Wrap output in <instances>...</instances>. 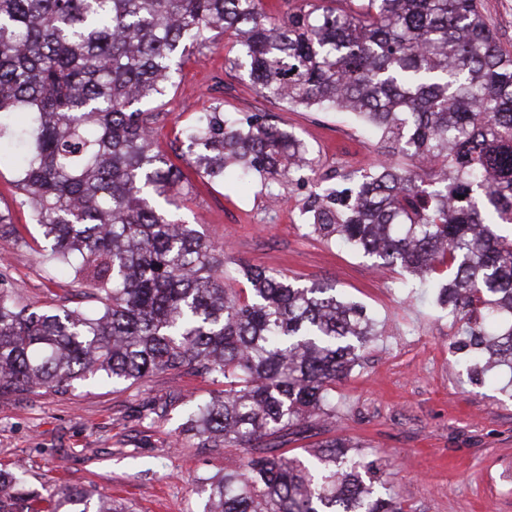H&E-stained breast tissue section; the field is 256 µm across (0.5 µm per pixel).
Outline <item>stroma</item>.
I'll return each instance as SVG.
<instances>
[{"instance_id":"obj_1","label":"stroma","mask_w":512,"mask_h":512,"mask_svg":"<svg viewBox=\"0 0 512 512\" xmlns=\"http://www.w3.org/2000/svg\"><path fill=\"white\" fill-rule=\"evenodd\" d=\"M228 49L222 39L185 60L166 104L152 106L160 149L177 159L183 127L220 103L228 112L268 113L298 132L317 175L277 185L275 204L257 182L209 183L188 167L192 187L179 219L224 248L227 276L246 262L304 285L332 283L377 321L359 366L336 386L335 417L286 436L285 449L297 454L341 434L362 444L377 480L412 512H512V484L499 479L512 468V369L492 377L467 372L470 352L457 343L458 325L428 294L409 293L400 273L379 272L360 253L305 229L304 213L323 186H346L348 176L377 162V137L346 113L290 110L267 100L225 68ZM14 179L11 161H0V211L13 221L0 230V278L21 302L63 303L73 291L71 275L46 266ZM215 390L206 377L165 371L131 386L97 377L63 394H2L0 471L23 468L43 492L58 484L93 486L131 512H205L195 477L223 469L240 451L201 448L179 434L186 403L208 400Z\"/></svg>"}]
</instances>
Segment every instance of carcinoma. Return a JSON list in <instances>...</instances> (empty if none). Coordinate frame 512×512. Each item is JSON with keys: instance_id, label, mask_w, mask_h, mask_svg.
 Segmentation results:
<instances>
[{"instance_id": "carcinoma-1", "label": "carcinoma", "mask_w": 512, "mask_h": 512, "mask_svg": "<svg viewBox=\"0 0 512 512\" xmlns=\"http://www.w3.org/2000/svg\"><path fill=\"white\" fill-rule=\"evenodd\" d=\"M339 2L284 0L276 18L263 0H0V138L22 149L17 188L47 261L94 302L23 305L1 286L0 394L171 370L224 385L183 426L203 448L242 449L197 476L206 512H407L351 439L281 448L327 413L374 318L330 283L256 265H240L249 288L228 287L224 251L174 216L184 173L141 106L164 103L177 58L219 36L264 98L350 112L379 136L384 159L350 201L308 209L311 232L426 281L464 319L471 362L512 368V53L481 0ZM183 137L204 179L269 190L316 175L309 145L265 113L232 121L218 103ZM93 499L0 476V512H90Z\"/></svg>"}]
</instances>
